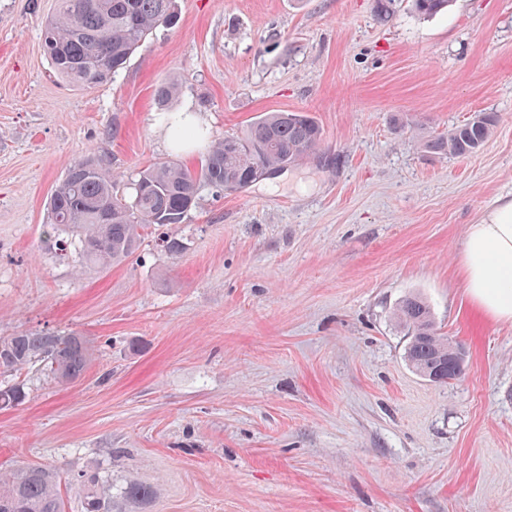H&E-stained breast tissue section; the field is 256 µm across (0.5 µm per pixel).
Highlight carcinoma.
I'll return each instance as SVG.
<instances>
[{"instance_id": "cac0c4a2", "label": "carcinoma", "mask_w": 512, "mask_h": 512, "mask_svg": "<svg viewBox=\"0 0 512 512\" xmlns=\"http://www.w3.org/2000/svg\"><path fill=\"white\" fill-rule=\"evenodd\" d=\"M451 0H412L413 12L431 18ZM177 0H58L44 29V49L55 75L71 86L103 83L126 67L139 44L160 25L173 23ZM497 117L479 112L429 148L451 157L477 152L491 137ZM322 130L302 112H271L252 122L242 137L214 143L195 166L156 163L138 173L127 194L116 191V180L103 160L75 162L50 198L53 223L67 229L80 244L84 261L100 266L133 253L141 230L182 223L205 188L234 191L262 175L295 165L321 147ZM406 331V359L427 380L446 384L464 370V353L448 343L435 326L429 304L409 295L395 310ZM91 360L81 336L21 332L0 338V368L21 370L41 361L62 382L80 377ZM20 387L0 388V410L23 402ZM84 512H121L114 496L91 480L79 489ZM155 496L150 486L130 484L125 500ZM0 512H64V501L53 473L42 465L0 472Z\"/></svg>"}]
</instances>
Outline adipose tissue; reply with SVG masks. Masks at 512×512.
Listing matches in <instances>:
<instances>
[{
	"label": "adipose tissue",
	"instance_id": "obj_1",
	"mask_svg": "<svg viewBox=\"0 0 512 512\" xmlns=\"http://www.w3.org/2000/svg\"><path fill=\"white\" fill-rule=\"evenodd\" d=\"M462 269L474 308L492 319L512 321V196L497 198L469 225Z\"/></svg>",
	"mask_w": 512,
	"mask_h": 512
}]
</instances>
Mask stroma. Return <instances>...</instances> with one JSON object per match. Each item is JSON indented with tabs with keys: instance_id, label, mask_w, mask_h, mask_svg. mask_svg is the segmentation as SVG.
<instances>
[{
	"instance_id": "1",
	"label": "stroma",
	"mask_w": 512,
	"mask_h": 512,
	"mask_svg": "<svg viewBox=\"0 0 512 512\" xmlns=\"http://www.w3.org/2000/svg\"><path fill=\"white\" fill-rule=\"evenodd\" d=\"M56 0H0V338L74 334L92 357L43 362L0 411V470L56 473L65 512L95 475L125 512H512V322L480 315L460 273L469 225L512 194V0H178L111 81L57 80L43 47ZM177 81L166 108L154 91ZM305 112L320 151L249 186L204 190L183 251L145 229L120 262L84 263L50 220L74 162L125 187L196 165L258 117ZM493 112L476 153L428 150ZM202 137L177 145L168 118ZM416 294L466 355L440 386L390 319Z\"/></svg>"
}]
</instances>
